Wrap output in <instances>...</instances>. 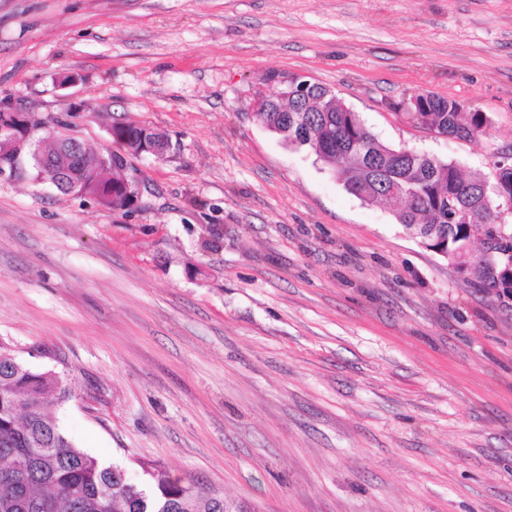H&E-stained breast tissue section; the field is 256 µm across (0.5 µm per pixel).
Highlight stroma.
I'll return each mask as SVG.
<instances>
[{
	"mask_svg": "<svg viewBox=\"0 0 512 512\" xmlns=\"http://www.w3.org/2000/svg\"><path fill=\"white\" fill-rule=\"evenodd\" d=\"M273 72L465 173L512 150V0H0V99L100 150L116 121L173 144L128 157L124 210L0 178V341L72 383L54 414L132 480L150 461L259 512H512V308L268 132ZM424 91L487 113V143L409 123Z\"/></svg>",
	"mask_w": 512,
	"mask_h": 512,
	"instance_id": "1",
	"label": "stroma"
}]
</instances>
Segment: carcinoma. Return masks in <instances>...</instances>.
<instances>
[{"label":"carcinoma","mask_w":512,"mask_h":512,"mask_svg":"<svg viewBox=\"0 0 512 512\" xmlns=\"http://www.w3.org/2000/svg\"><path fill=\"white\" fill-rule=\"evenodd\" d=\"M418 112L407 119L439 134L482 142L491 118L478 109L463 111L452 98L432 92L417 94ZM270 111L259 121L288 146L305 149L337 177L344 188L368 205L401 204L396 220L417 239L446 250L453 265L466 266V282L496 291L502 305L512 306V265L486 258V246L470 229L497 223L500 202L483 194L484 175L463 176L452 161L429 155L405 156L380 143L359 115L346 111L330 89L312 83L288 112ZM113 142L126 153L148 152L161 133L142 124L112 126ZM86 163L67 168L68 179L98 178L95 193L105 206L123 209L137 198V180L122 167L105 162L110 151L85 148ZM413 188V197L390 198L388 192ZM70 397L54 371L34 372L0 343V512H257L236 499H214L199 484L142 466L146 479L135 482L106 466L70 439L51 405Z\"/></svg>","instance_id":"1"}]
</instances>
